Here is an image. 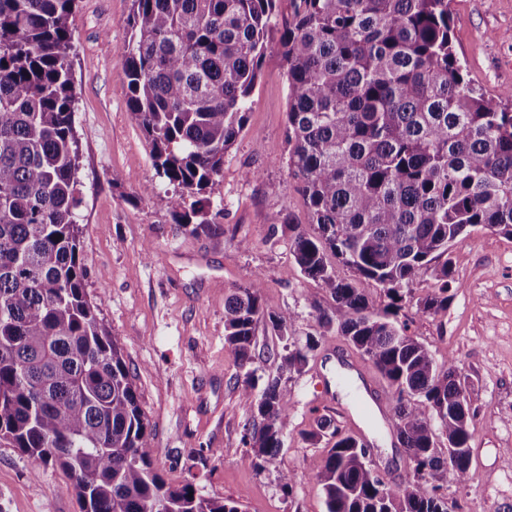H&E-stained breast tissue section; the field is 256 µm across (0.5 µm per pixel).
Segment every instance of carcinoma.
I'll return each instance as SVG.
<instances>
[{"label":"carcinoma","mask_w":512,"mask_h":512,"mask_svg":"<svg viewBox=\"0 0 512 512\" xmlns=\"http://www.w3.org/2000/svg\"><path fill=\"white\" fill-rule=\"evenodd\" d=\"M280 0H132L123 72L132 119L179 196L152 193L182 229L206 219L224 155L242 133ZM76 0H0V439L73 481L82 512H242L153 467L129 368L87 297L79 255V144L68 19ZM280 37L288 80V162L310 227L280 213L300 273L328 292L323 335L345 338L391 388L393 426L414 464L395 487L339 429L317 478L327 512H448V472L475 480L465 376L438 364L394 317L431 275L423 314L448 310L450 249L476 227L512 239V92L474 86L451 37L450 0H288ZM194 201L185 206V197ZM352 279L336 277L330 258ZM390 300L374 311L357 287ZM255 275L224 301V343L244 379L255 470L279 468L291 408L281 376L258 384L254 327L284 341L281 369L302 374L318 346L290 340L291 313L265 314ZM455 449L438 447L440 437Z\"/></svg>","instance_id":"1"}]
</instances>
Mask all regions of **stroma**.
Returning a JSON list of instances; mask_svg holds the SVG:
<instances>
[{
	"label": "stroma",
	"mask_w": 512,
	"mask_h": 512,
	"mask_svg": "<svg viewBox=\"0 0 512 512\" xmlns=\"http://www.w3.org/2000/svg\"><path fill=\"white\" fill-rule=\"evenodd\" d=\"M131 0H77L71 31L74 127L79 142L75 221L85 288L120 346L146 416L153 463L171 484L238 502L244 512H326L317 473L325 442H311L318 417L368 442L384 480L402 483L413 465L390 426L391 393L372 365L380 409L361 410L339 391L333 360L354 356L343 337L324 335L318 311L334 302L305 278L272 213L308 224L288 167L287 76L278 39L288 23L280 6L244 131L224 157L209 193L208 218L221 236L192 234L155 208L145 188L168 192L150 144L128 110L122 52ZM452 40L468 79L498 94L512 90V0H451ZM248 248H241V241ZM448 309L417 312L435 290L430 275L413 284L398 316L440 363L467 376L474 483L449 480L450 512H512V239L475 229L451 253ZM263 278L265 311L292 313L291 337H319L310 363L286 385L292 407L280 467L244 465L250 411L240 399L243 372L224 345V297L254 274ZM295 482L283 492L280 471ZM0 512H81L72 480L0 441Z\"/></svg>",
	"instance_id": "1"
}]
</instances>
